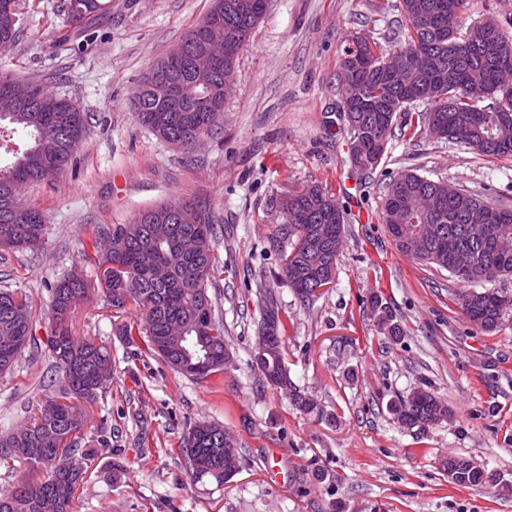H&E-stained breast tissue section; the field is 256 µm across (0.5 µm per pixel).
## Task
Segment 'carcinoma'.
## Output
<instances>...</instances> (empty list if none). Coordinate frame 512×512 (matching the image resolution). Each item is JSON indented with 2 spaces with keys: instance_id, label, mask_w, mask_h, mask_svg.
Returning <instances> with one entry per match:
<instances>
[{
  "instance_id": "cac0c4a2",
  "label": "carcinoma",
  "mask_w": 512,
  "mask_h": 512,
  "mask_svg": "<svg viewBox=\"0 0 512 512\" xmlns=\"http://www.w3.org/2000/svg\"><path fill=\"white\" fill-rule=\"evenodd\" d=\"M231 0H212L205 17L183 38L188 53H194L199 40L215 30L224 36L225 51L242 50L252 30L265 15L240 16L225 9ZM408 11L424 13L428 21L417 19L403 49L420 38L421 60L406 84L388 79L382 67L393 57L383 45L365 34H356L341 50L339 119L350 135V162L362 174L374 172L381 164L397 116L409 107L422 104L406 124L411 135H421L435 124L442 126L443 139L453 145L454 131L468 129L463 147L490 157H512V86L498 79L504 68H512V19L502 22L490 17L465 22L464 0H406ZM102 0H69L63 9L67 30L55 47L67 50L74 41L94 38L93 24L106 11ZM220 15L222 24L210 27V18ZM25 37L18 4L0 6V52L10 51ZM189 58L168 66L159 60L142 78L134 95L136 120L150 132L159 129L180 132L184 139L217 134L220 112L210 109L206 93L188 90L187 112L163 111L164 81L156 78L161 70L169 76L189 77ZM6 120L26 132L30 144L15 152L14 162L0 166V249H34L45 240L47 216L28 209V216L15 217L13 207L21 203V192L31 183L44 180L42 173L54 167L65 170L83 140L87 113L70 109L67 99L41 88L29 105ZM284 222L271 236L274 244L288 242L294 258L282 264V277L303 301L319 296L318 289L336 269L343 248L344 234L321 241L320 226L336 223L341 209L335 196L319 185H308L288 196ZM383 219L396 247L404 250L398 225H428L432 234L426 250L417 259L451 271L461 266L457 276L472 289L459 295L466 319L485 333H494L512 313V292L507 288H482L480 284L512 274V249L497 248L496 226L512 224V208L490 205L472 192L459 188L448 192V184L417 173H404L389 185ZM215 223L210 211L194 199L178 207L160 203L145 209L129 224L97 226L93 230L98 265H112V278L132 296V303L145 314L138 327L152 349L173 370L193 379H205L224 371V357L230 355L224 336V321L215 314L208 282L222 271L215 247ZM153 251L168 267L169 276L157 280L140 268L143 249ZM326 251L325 266L316 268L315 249ZM89 284L78 274H70L52 288L51 316L55 323L50 341L54 367L61 375L60 399L46 397L37 412L22 428L0 435V466L15 470L24 464L29 472L43 474L38 482L22 480L0 489V512H41V502L50 498L56 512H74L79 478L98 456V449L80 445L87 424L82 402H91L112 382L111 351L103 344L79 341L67 327L74 309L88 291ZM261 317L275 313L270 328L260 327L274 353L255 362L266 383L289 391L293 405L307 413L324 415L317 402L302 394L290 378L282 353L280 336L281 305L275 292H261ZM32 304L27 293L0 289V375L13 371L22 353L33 348ZM391 414L405 429L425 432L448 421L452 411L427 384L398 398ZM224 425L215 421L193 424L181 437L178 449L191 478H205L221 485L231 478L224 469ZM13 448H25L19 458ZM448 479L459 486L486 488L493 475L477 463L456 455L442 460Z\"/></svg>"
}]
</instances>
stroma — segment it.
Segmentation results:
<instances>
[{"mask_svg":"<svg viewBox=\"0 0 512 512\" xmlns=\"http://www.w3.org/2000/svg\"><path fill=\"white\" fill-rule=\"evenodd\" d=\"M60 2L21 0L26 37L0 55V68L89 115L73 166L21 194L49 219L45 244L0 262V289L31 297L37 340L0 377V432L51 391L50 289L75 272L89 291L71 333L106 344L114 376L85 406L112 440L84 478L77 512H512V316L492 334L468 323L452 300L465 283L399 251L382 220L389 182L408 169L512 207V158L398 126L380 166L363 176L336 119L342 42L356 33L402 42L400 0H270L236 61L219 134L192 154L141 126L132 100L212 0H107L97 37L76 52L54 46ZM306 184L331 187L346 219L335 280L310 302L277 281L281 256L269 238L285 198ZM182 199L215 212L224 263L208 288L232 366L203 381L173 371L140 337L117 335L90 232ZM267 287L282 304L291 378L328 418L296 409L252 366ZM382 313L400 325L398 342L385 339ZM424 383L453 416L421 434L395 424L388 407ZM201 420L223 423L245 450L241 472L221 486L193 481L177 462L182 433ZM451 453L493 470L498 485L450 482L441 461Z\"/></svg>","mask_w":512,"mask_h":512,"instance_id":"obj_1","label":"stroma"}]
</instances>
